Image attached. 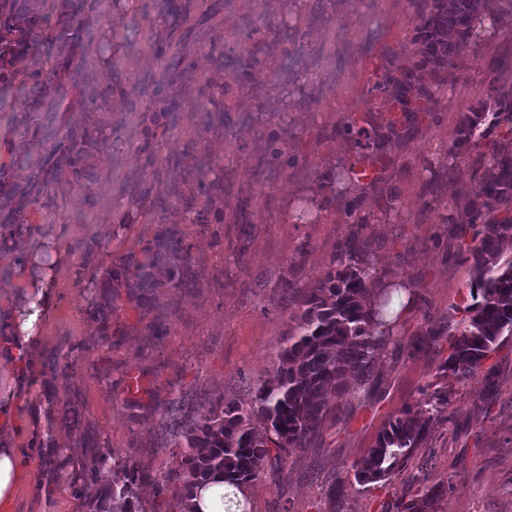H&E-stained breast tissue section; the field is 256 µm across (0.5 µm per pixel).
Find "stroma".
I'll use <instances>...</instances> for the list:
<instances>
[{
  "label": "stroma",
  "mask_w": 512,
  "mask_h": 512,
  "mask_svg": "<svg viewBox=\"0 0 512 512\" xmlns=\"http://www.w3.org/2000/svg\"><path fill=\"white\" fill-rule=\"evenodd\" d=\"M160 3L96 0L74 50L76 86L42 127L19 125L25 85L0 102V163L20 184L68 130L90 126L107 138L90 181L54 183L30 210L29 242L53 234L69 268L43 327L40 381L16 409L23 421L43 402L54 406L14 512H88L75 489L91 453L107 449L134 464L146 512H181L173 491L152 484L178 463L171 406L193 416L219 395L250 403L251 387L274 377L298 296L352 234L371 241L377 271L412 285L415 303L396 328L412 343L384 350L373 381L351 386L322 440L249 484L252 512H383L414 494L411 479L422 473L450 486L439 512H512V336L484 361L497 372L494 390L441 368L453 308L474 279L468 255H449L443 222L471 197V161L445 150L490 61L501 66L503 92L512 91V27L441 72L451 90L434 116L420 115L390 142L385 182L359 193L367 221L354 224L350 193L323 191V177L358 159L347 121L383 123L373 75L404 67L421 0H177L175 16ZM255 47L250 74L228 64ZM273 130L282 164L270 158ZM385 190L398 195L396 212L380 209ZM304 203L315 219L293 223ZM203 210L223 212V223H190ZM164 228L186 254L154 268L143 312L126 269ZM111 274L120 288L104 325L90 308ZM288 277L296 286L282 289ZM430 329L440 333L436 344L414 345ZM133 374L146 386L134 396ZM429 399L423 449L388 481L357 484L349 468L388 420Z\"/></svg>",
  "instance_id": "stroma-1"
}]
</instances>
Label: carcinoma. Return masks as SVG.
I'll use <instances>...</instances> for the list:
<instances>
[{
  "label": "carcinoma",
  "instance_id": "carcinoma-1",
  "mask_svg": "<svg viewBox=\"0 0 512 512\" xmlns=\"http://www.w3.org/2000/svg\"><path fill=\"white\" fill-rule=\"evenodd\" d=\"M512 13V0H422L412 44L421 56L419 65L433 71L451 63L463 49H475L481 38L473 23L492 10ZM56 20L37 7L35 0H0V91L11 87L18 71L16 62L39 52L45 44H77L88 27L87 0H55ZM70 59L64 58L49 72L31 71L25 80L29 96L22 105L20 125L28 126L46 111V101L64 94L63 75ZM500 66L488 65L483 97L460 120L448 157L472 159L474 220L458 224L448 217V248L467 249L473 260L475 281L470 287L474 303L466 316L448 333L450 354L441 368L461 382L482 375L485 386L496 384V373L481 371L484 360L503 334L512 335V257H503V243L512 241V98L499 87ZM372 90L390 99L389 115L381 126L368 120L350 121L345 134L354 141L368 164H352L347 173L357 179H383L386 153L383 147L406 129L420 111H436L439 100L434 84L422 82L410 68L384 72ZM493 135L491 153L480 151L482 140ZM97 129L84 128L69 135L68 144L53 150L42 178L25 186L11 180L0 166V226L29 224V206L44 187L69 176L78 178L93 152L106 144ZM368 243L356 237L339 248L334 267L301 300L295 332L280 354L276 379L260 383L251 403L243 405L219 396L194 419L185 421L182 408L172 407L169 420L176 432L178 465L161 475L159 491L174 488L183 512H196L194 491L210 481L236 487L256 480L269 463H282L297 450L322 439L327 420L343 408L349 382H368L390 341L391 324L384 318L389 300H373L374 285L381 280L366 253ZM184 250L170 231L156 234L149 251L153 262L169 261ZM132 288L140 295L155 287L149 266L136 268ZM261 420L262 428L254 426ZM431 422V408L408 407L392 417L379 432L366 455L352 464L356 482L373 484L404 469L421 448ZM112 465V485H96L99 471ZM140 477L129 460L114 451L94 452L85 466L84 482L75 494L88 500L89 512H145L136 486ZM428 476L412 478L420 490L395 504L396 512H436L435 506L448 489L428 486Z\"/></svg>",
  "mask_w": 512,
  "mask_h": 512
}]
</instances>
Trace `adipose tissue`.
Returning a JSON list of instances; mask_svg holds the SVG:
<instances>
[{"label": "adipose tissue", "instance_id": "adipose-tissue-1", "mask_svg": "<svg viewBox=\"0 0 512 512\" xmlns=\"http://www.w3.org/2000/svg\"><path fill=\"white\" fill-rule=\"evenodd\" d=\"M51 260L43 262L39 250L31 248L22 230L0 237V253L13 262L14 292L0 295V360L7 361L5 401L0 404V427L10 428L13 409L22 397L19 382L33 378L41 360V325L57 306L56 285L68 268V258L58 244H51ZM32 467L10 437L0 436V512H9L20 485L31 479ZM200 512H250L246 488L224 483L209 484L197 492Z\"/></svg>", "mask_w": 512, "mask_h": 512}]
</instances>
